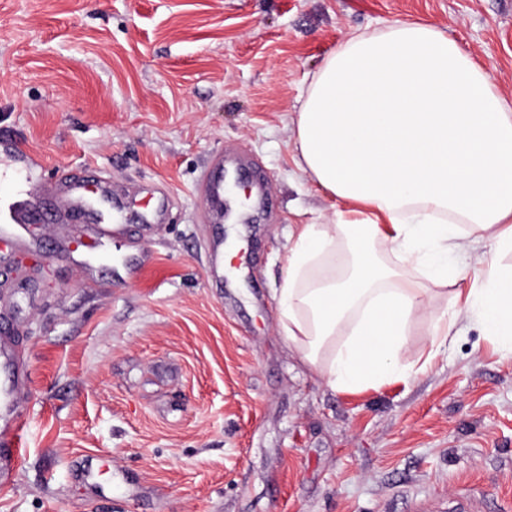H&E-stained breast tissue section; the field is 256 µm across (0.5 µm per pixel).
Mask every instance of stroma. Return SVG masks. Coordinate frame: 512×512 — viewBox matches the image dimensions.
<instances>
[{
    "instance_id": "stroma-1",
    "label": "stroma",
    "mask_w": 512,
    "mask_h": 512,
    "mask_svg": "<svg viewBox=\"0 0 512 512\" xmlns=\"http://www.w3.org/2000/svg\"><path fill=\"white\" fill-rule=\"evenodd\" d=\"M445 30L512 101V0H0V207L55 217L0 266L24 451L0 512H412L512 502V357L460 319L426 372L324 386L282 337L288 227L339 203L295 167L291 116L349 34ZM237 151L269 205L236 277L196 188Z\"/></svg>"
}]
</instances>
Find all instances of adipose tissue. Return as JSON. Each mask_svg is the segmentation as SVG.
Wrapping results in <instances>:
<instances>
[{"instance_id": "ef3b65f1", "label": "adipose tissue", "mask_w": 512, "mask_h": 512, "mask_svg": "<svg viewBox=\"0 0 512 512\" xmlns=\"http://www.w3.org/2000/svg\"><path fill=\"white\" fill-rule=\"evenodd\" d=\"M293 124L296 168L343 204L288 230L274 300L299 360L331 390H377L415 373V321L446 349L462 316L512 356V106L491 70L398 21L339 42ZM450 282L455 315L435 303Z\"/></svg>"}]
</instances>
